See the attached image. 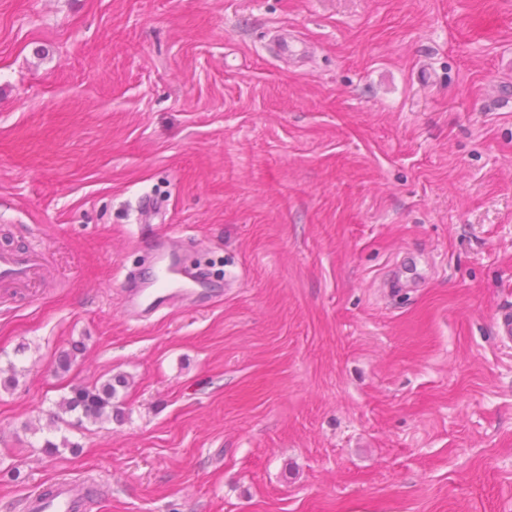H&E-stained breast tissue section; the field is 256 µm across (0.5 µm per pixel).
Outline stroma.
Returning a JSON list of instances; mask_svg holds the SVG:
<instances>
[{"label": "stroma", "instance_id": "35a3bbf8", "mask_svg": "<svg viewBox=\"0 0 512 512\" xmlns=\"http://www.w3.org/2000/svg\"><path fill=\"white\" fill-rule=\"evenodd\" d=\"M509 82L505 0H0V248L50 269L0 287V512H512ZM177 239L202 299L132 323ZM115 389L112 383L101 386L76 387L71 390L69 396L63 397L59 403L61 414L56 415L62 423H67L63 414L81 411L82 416L90 422L107 420L112 416V397ZM101 486L92 481L59 480L52 484V491L43 496L40 492L28 498V512H83L88 494L100 492Z\"/></svg>", "mask_w": 512, "mask_h": 512}]
</instances>
